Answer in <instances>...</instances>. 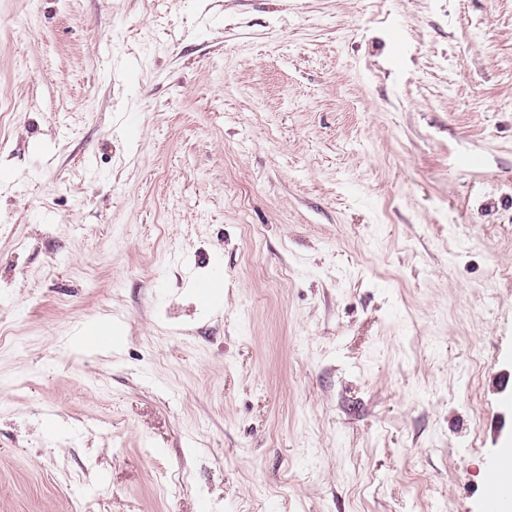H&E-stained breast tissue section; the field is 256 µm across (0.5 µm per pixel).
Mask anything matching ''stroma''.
<instances>
[{
    "mask_svg": "<svg viewBox=\"0 0 512 512\" xmlns=\"http://www.w3.org/2000/svg\"><path fill=\"white\" fill-rule=\"evenodd\" d=\"M510 380L512 0H0V512H483Z\"/></svg>",
    "mask_w": 512,
    "mask_h": 512,
    "instance_id": "1",
    "label": "stroma"
}]
</instances>
